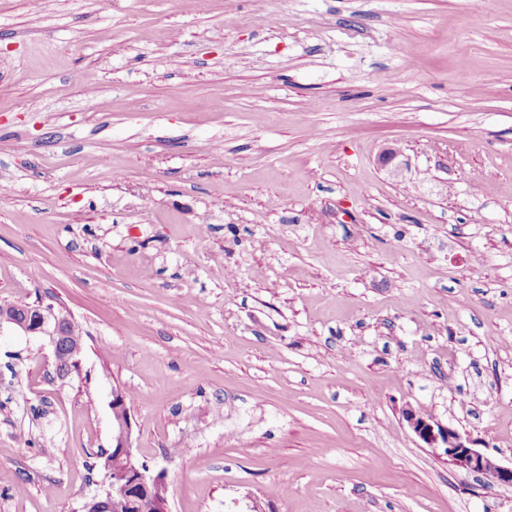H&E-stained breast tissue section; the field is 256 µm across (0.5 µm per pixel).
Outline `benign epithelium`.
<instances>
[{
  "label": "benign epithelium",
  "mask_w": 512,
  "mask_h": 512,
  "mask_svg": "<svg viewBox=\"0 0 512 512\" xmlns=\"http://www.w3.org/2000/svg\"><path fill=\"white\" fill-rule=\"evenodd\" d=\"M400 153L388 149L380 162L398 175L405 163ZM71 317L52 304L37 303L17 307L0 305V323L15 325L26 334L48 338L53 349L55 364L61 375L71 374L66 349L71 336L68 322ZM112 452L105 454L104 468L108 479L103 493L93 496L83 506L84 512H134L139 496L149 494L155 500L156 512L168 509L167 483L163 474H149L140 463L133 446V419L124 393L112 389ZM406 420L416 436L436 453L446 457L449 465L481 476L489 481L512 485V466L500 464L496 458L473 447V442L451 425L434 423L416 412H406Z\"/></svg>",
  "instance_id": "7a95c632"
}]
</instances>
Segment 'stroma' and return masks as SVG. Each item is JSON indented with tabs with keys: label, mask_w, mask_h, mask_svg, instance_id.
Masks as SVG:
<instances>
[{
	"label": "stroma",
	"mask_w": 512,
	"mask_h": 512,
	"mask_svg": "<svg viewBox=\"0 0 512 512\" xmlns=\"http://www.w3.org/2000/svg\"><path fill=\"white\" fill-rule=\"evenodd\" d=\"M389 148L409 166L393 177ZM108 156L111 171L97 167ZM0 512H512V0H0ZM70 321V315L55 309L52 304L37 303L23 307L0 305V324L7 322L28 335L48 338L53 349L55 365L61 366L62 377L71 374L66 354L71 340L67 327ZM127 401L121 389H112V448L109 450L112 454H105L104 464L108 485L102 494L85 503L84 512H134L143 494L152 496L157 512H170L165 477L162 473L149 474L136 455L133 419ZM152 498L141 497L136 512H156ZM406 420L426 448L446 457L449 465L488 481L512 485V464L504 466L493 456L474 448L473 442L453 426L431 422L412 410L406 412Z\"/></svg>",
	"instance_id": "35a3bbf8"
}]
</instances>
